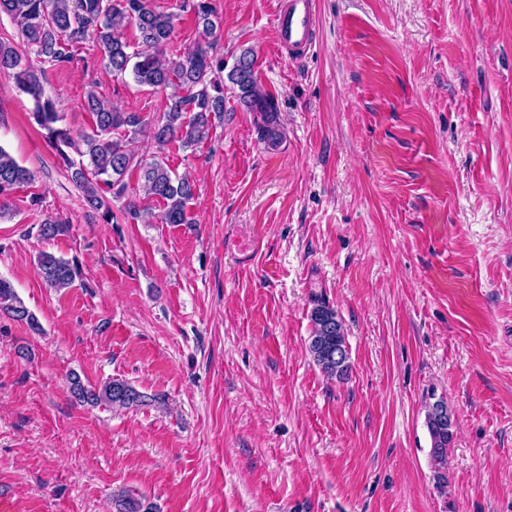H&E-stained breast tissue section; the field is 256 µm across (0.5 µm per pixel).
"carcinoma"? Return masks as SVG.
I'll list each match as a JSON object with an SVG mask.
<instances>
[{"instance_id": "1", "label": "carcinoma", "mask_w": 512, "mask_h": 512, "mask_svg": "<svg viewBox=\"0 0 512 512\" xmlns=\"http://www.w3.org/2000/svg\"><path fill=\"white\" fill-rule=\"evenodd\" d=\"M196 21L208 32L220 24L213 0H192ZM16 26L19 39L27 46L29 60L8 41L0 40V73L14 80L16 87L30 96L33 122L48 145L57 152L71 181L81 192L86 207L103 223L112 224L117 215L112 201L125 196L127 174L138 173L144 197L162 203L168 224H190L187 206L194 196L195 183L185 174L177 176L159 156L147 161L125 149L122 141L142 134L139 112L119 111L93 87L84 93V109L92 117L90 131L76 137L64 123L53 97L43 86L44 65L61 66L74 56V45L90 39L97 46L99 62L115 75L131 73L135 82L155 89L171 90L167 109L153 125L148 142L160 150L177 142L193 148L209 139L215 120L224 112V82L236 90L238 103L260 114L256 124L260 139L271 147L282 140L277 104L261 90L256 76L257 57L244 49L226 69L224 57L198 46L182 55L166 54L174 34L173 15L157 10L151 0H0V14ZM129 28L137 32L142 49L133 51L125 37ZM31 172L21 166L0 145V218L8 214L7 200L28 183ZM69 225L46 216L38 225L40 236L54 239L67 234ZM38 273L56 291L74 286L81 277L79 265L52 252L36 256ZM0 312L41 331L36 316L24 305L11 283L0 278ZM312 335L309 350L317 365L331 378L346 379L349 357L341 361L323 355L322 347L347 348L345 329L336 309L318 300L311 311ZM70 393L91 406L130 408L147 402L148 396L122 379H111L98 388H89L77 376L70 380ZM426 424L432 440L438 488L447 486L445 469L455 423L446 403L435 401ZM117 512H154L142 497L122 492L116 499Z\"/></svg>"}]
</instances>
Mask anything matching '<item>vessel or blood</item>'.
I'll return each mask as SVG.
<instances>
[{"label":"vessel or blood","mask_w":512,"mask_h":512,"mask_svg":"<svg viewBox=\"0 0 512 512\" xmlns=\"http://www.w3.org/2000/svg\"><path fill=\"white\" fill-rule=\"evenodd\" d=\"M273 26L281 55L291 60L303 58L316 41L315 0H277Z\"/></svg>","instance_id":"1"}]
</instances>
